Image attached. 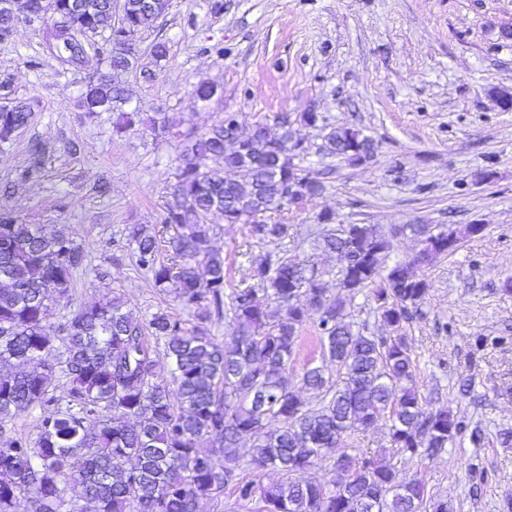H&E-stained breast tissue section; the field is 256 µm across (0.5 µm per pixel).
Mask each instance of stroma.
I'll return each mask as SVG.
<instances>
[{
    "label": "stroma",
    "instance_id": "35a3bbf8",
    "mask_svg": "<svg viewBox=\"0 0 512 512\" xmlns=\"http://www.w3.org/2000/svg\"><path fill=\"white\" fill-rule=\"evenodd\" d=\"M171 0L166 15L142 31L135 68L123 75L127 110L164 112L167 129L147 127L116 137L108 114L91 116L77 101L97 58L66 71L45 58L39 71L24 65L40 48L39 26L18 24L0 46V105L22 101L33 118L0 146V203L20 222L66 228L85 253L68 294L57 297L49 335L77 305L110 288L133 315L145 319L180 306L138 269L123 229L159 225L176 181L188 130L206 131L233 113L242 132L276 117L315 110L332 126L359 128L374 142L370 160L350 165L308 155L327 171V189L303 208L280 214L288 226L287 255L327 269L335 288V257L312 249L306 237L320 213L340 224H427L433 229L484 225L453 254L422 264L431 290L405 322L416 381L433 407L450 411L486 440L460 435L445 452L416 461L387 447L378 422L342 442L341 450H385L398 481L423 473L433 498L450 512H502L512 499V0ZM166 42L167 58L151 56ZM223 44V55L212 53ZM203 80L218 94L194 104ZM46 147L43 166L27 179L32 142ZM109 194L96 192L99 180ZM212 244L224 254L226 288L247 287L252 259L264 245L245 224L213 215Z\"/></svg>",
    "mask_w": 512,
    "mask_h": 512
}]
</instances>
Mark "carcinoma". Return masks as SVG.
<instances>
[{
	"label": "carcinoma",
	"instance_id": "cac0c4a2",
	"mask_svg": "<svg viewBox=\"0 0 512 512\" xmlns=\"http://www.w3.org/2000/svg\"><path fill=\"white\" fill-rule=\"evenodd\" d=\"M170 0H22L19 12L0 17V44L17 24L59 33L48 53L66 69L93 55L107 63L84 87L82 108L112 115L121 136L140 121L123 108L125 90L112 70L132 68L141 49L136 36L163 17ZM31 118L27 104L0 107V144ZM316 112L277 118L278 132L263 124L236 145L225 124L187 134L176 184L152 232L127 224L124 239L137 267L169 293L192 320L166 311L140 320L114 291L81 304L62 324L61 346L46 334L51 303L69 292L84 262L80 244L65 230L52 233L23 224L0 205V429L40 410L35 433L0 442V512H198L200 500L229 489L239 502L257 500L261 512H448L419 478L397 481L380 453H336L346 439L389 421L388 443L406 459L440 454L467 429L443 409H430L416 383L406 337L398 334L428 295L417 274L423 263L448 255L454 244L484 232L465 226L434 232L424 224L382 229L340 224L315 235L316 247L345 262L336 296L326 271L288 257L279 247L288 225L271 215L301 208L322 195L319 173L302 165L311 147L299 128L317 125ZM315 154L350 165L371 158L373 140L346 126L322 127ZM43 162L40 144L29 147L26 177ZM219 213L226 224L250 225L251 237L269 247L253 261L247 288H225L224 255L211 245ZM423 248L410 261L384 266L404 233ZM173 260L161 259V244ZM369 290L389 336L353 320L346 297ZM265 300H260L258 294ZM228 320L223 340L213 322ZM314 322L323 361L344 369L336 380L325 366L287 374L303 327ZM172 364L169 381L156 377V347ZM322 397L312 408L302 392ZM252 439L246 455L242 438ZM221 449L217 454L203 442ZM332 461L333 478L318 483L308 472L319 458ZM275 471L282 479L265 483Z\"/></svg>",
	"mask_w": 512,
	"mask_h": 512
}]
</instances>
